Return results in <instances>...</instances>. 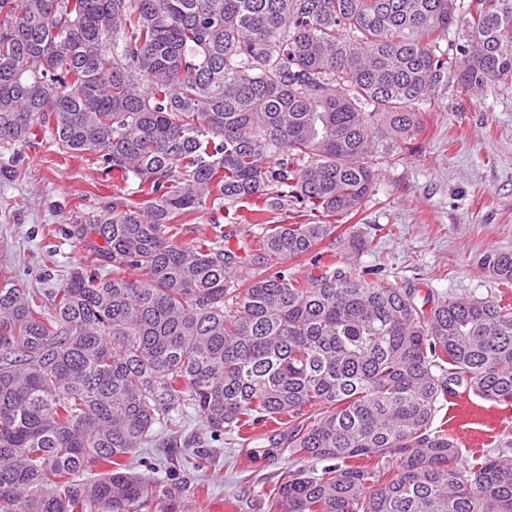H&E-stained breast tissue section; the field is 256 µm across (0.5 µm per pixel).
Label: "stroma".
Instances as JSON below:
<instances>
[{
  "label": "stroma",
  "instance_id": "stroma-1",
  "mask_svg": "<svg viewBox=\"0 0 512 512\" xmlns=\"http://www.w3.org/2000/svg\"><path fill=\"white\" fill-rule=\"evenodd\" d=\"M421 130L399 163L380 160L369 201L343 229L388 227L380 251L345 256L331 242L318 263L295 261L298 276L319 275L349 259L356 269L379 267V280L420 294L502 298L512 285L480 265L489 252L512 253V85L462 92L449 85L420 106ZM119 173H103L81 157H62L49 145L21 149L19 161L0 154V274L26 288L63 287L70 269L90 252L66 237L71 215L93 213L126 192ZM437 422L447 425L463 455L512 454V405L465 392L450 397ZM173 428H160L133 457L150 472L157 496L146 512H265L264 496L283 473L298 467L285 436L258 428L244 444L213 437L201 414L186 409ZM179 452L202 450L208 461L188 475L170 471L169 442Z\"/></svg>",
  "mask_w": 512,
  "mask_h": 512
}]
</instances>
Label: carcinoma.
<instances>
[{
  "label": "carcinoma",
  "instance_id": "cac0c4a2",
  "mask_svg": "<svg viewBox=\"0 0 512 512\" xmlns=\"http://www.w3.org/2000/svg\"><path fill=\"white\" fill-rule=\"evenodd\" d=\"M509 82L512 0H0V151L41 133L144 196L75 216L93 260L65 286L0 282V512H141L154 483L125 460L188 407L230 436L288 425L310 465L267 512H512V457L432 427L461 389L512 403V306L281 265L372 248L331 218L371 196L373 158L402 161L448 84ZM254 197L246 263L225 228ZM481 265L512 283L511 253ZM318 250L321 255L317 265H313L309 260H284L283 265H288V268L295 267L299 277L318 276L325 269L324 267L343 261V257L346 256L338 244L332 245L331 238H327Z\"/></svg>",
  "mask_w": 512,
  "mask_h": 512
}]
</instances>
